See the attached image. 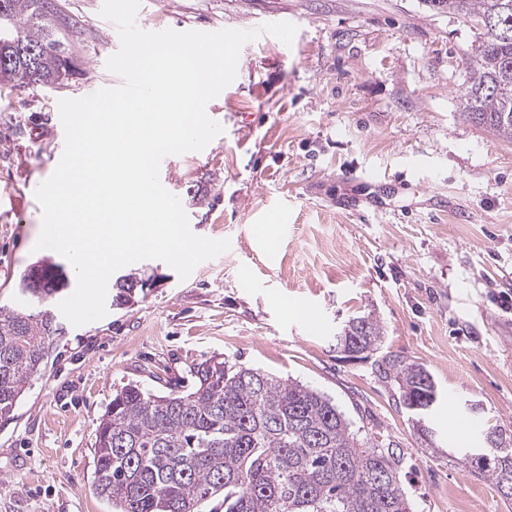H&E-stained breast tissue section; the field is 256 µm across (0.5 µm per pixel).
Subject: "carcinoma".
Returning <instances> with one entry per match:
<instances>
[{
  "label": "carcinoma",
  "mask_w": 512,
  "mask_h": 512,
  "mask_svg": "<svg viewBox=\"0 0 512 512\" xmlns=\"http://www.w3.org/2000/svg\"><path fill=\"white\" fill-rule=\"evenodd\" d=\"M0 0V82L59 85L70 75L69 18L52 0ZM474 26L493 17L507 35L483 30L466 67L461 99L471 122L512 140V0H423ZM134 273L112 284V303L128 308ZM68 283L38 262L22 272L19 288L31 309L0 307V420H7L26 386L45 369L59 335L48 313ZM384 328L372 314L350 319L336 348L351 357L380 349ZM383 378L417 432L441 400L420 363L383 357ZM191 385L168 384L159 395L137 384L116 391L95 431L93 490L115 512H201L218 502L224 512H413L395 449L358 439L330 398L258 369L211 359L191 370ZM470 464L512 501V445L483 437Z\"/></svg>",
  "instance_id": "1"
}]
</instances>
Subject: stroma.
<instances>
[{
  "label": "stroma",
  "instance_id": "stroma-1",
  "mask_svg": "<svg viewBox=\"0 0 512 512\" xmlns=\"http://www.w3.org/2000/svg\"><path fill=\"white\" fill-rule=\"evenodd\" d=\"M103 0H61L77 23L79 68L58 88L0 84V307L22 309L23 270L42 212L25 182L55 169L58 102L123 80L106 67L120 40ZM138 19L177 31L288 19L291 46L244 45L213 102L223 132L166 172L193 232L229 251L187 279L159 260L129 308L64 332L8 422H0V512H109L93 488L95 429L128 384L190 382L223 359L333 400L351 430L399 449L413 512H512L463 462L449 419L512 431V141L467 120L465 60L480 32L422 0H140ZM371 313L382 353L423 364L442 392L426 453L374 357L336 348Z\"/></svg>",
  "mask_w": 512,
  "mask_h": 512
}]
</instances>
